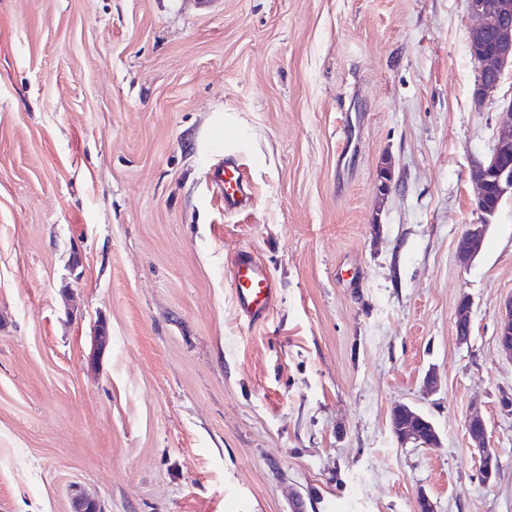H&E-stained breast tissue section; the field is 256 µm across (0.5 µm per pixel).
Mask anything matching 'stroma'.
<instances>
[{
	"label": "stroma",
	"instance_id": "35a3bbf8",
	"mask_svg": "<svg viewBox=\"0 0 512 512\" xmlns=\"http://www.w3.org/2000/svg\"><path fill=\"white\" fill-rule=\"evenodd\" d=\"M471 25L467 0H0V512H512V199L455 251L512 74L475 103ZM245 248L279 288L255 327ZM398 404L438 446L399 444ZM209 180L223 192L226 212L233 213L249 205L251 197L243 171L234 160L219 159L209 170ZM231 288L241 320L248 326L264 323L278 300L274 276L249 250L240 251L235 259ZM498 348L502 355L512 361V297L502 308L498 324ZM470 447L478 452L479 470L485 483L491 482L499 473L500 459L495 450L489 446L487 427L484 420L474 415L466 425Z\"/></svg>",
	"mask_w": 512,
	"mask_h": 512
}]
</instances>
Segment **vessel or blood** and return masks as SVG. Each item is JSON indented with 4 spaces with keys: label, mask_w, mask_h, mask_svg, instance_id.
<instances>
[{
    "label": "vessel or blood",
    "mask_w": 512,
    "mask_h": 512,
    "mask_svg": "<svg viewBox=\"0 0 512 512\" xmlns=\"http://www.w3.org/2000/svg\"><path fill=\"white\" fill-rule=\"evenodd\" d=\"M209 179L223 192L226 212L232 213L249 205L251 197L243 171L234 160H218L209 170ZM231 288L240 317L250 326L264 323L278 300L274 276L247 250L240 251L235 259Z\"/></svg>",
    "instance_id": "obj_1"
}]
</instances>
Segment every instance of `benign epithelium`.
<instances>
[{
	"mask_svg": "<svg viewBox=\"0 0 512 512\" xmlns=\"http://www.w3.org/2000/svg\"><path fill=\"white\" fill-rule=\"evenodd\" d=\"M472 18L470 45L479 65V79L474 98L482 101L491 97L501 86L506 69H512V0H468ZM503 132L498 137L485 160L470 169V179L475 185L476 211L480 223L471 224L458 237V257L471 262L480 252L486 224L496 210L486 205L490 186H495L499 199L512 197V99L501 112ZM471 332V303L460 301L457 307L456 335L460 342L469 340ZM498 348L512 361V297L502 308L498 324ZM397 423L395 436L402 446L426 448L439 441L435 424L429 416L415 406L401 405L391 413ZM470 447L478 452L479 470L484 482H491L499 473L500 459L489 446L484 420L474 415L466 425Z\"/></svg>",
	"mask_w": 512,
	"mask_h": 512,
	"instance_id": "obj_1",
	"label": "benign epithelium"
}]
</instances>
